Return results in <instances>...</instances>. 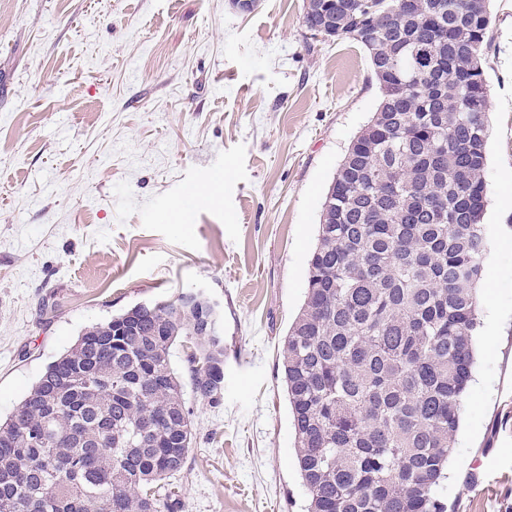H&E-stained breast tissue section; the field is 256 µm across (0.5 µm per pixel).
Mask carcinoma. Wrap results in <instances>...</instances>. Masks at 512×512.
Masks as SVG:
<instances>
[{"mask_svg":"<svg viewBox=\"0 0 512 512\" xmlns=\"http://www.w3.org/2000/svg\"><path fill=\"white\" fill-rule=\"evenodd\" d=\"M492 0H312L368 54L381 101L329 186L282 382L308 512H446L488 238ZM203 295L87 328L0 421V512H178L185 391L224 397ZM188 340L184 368L172 349Z\"/></svg>","mask_w":512,"mask_h":512,"instance_id":"1","label":"carcinoma"}]
</instances>
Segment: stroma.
Masks as SVG:
<instances>
[{"instance_id":"stroma-1","label":"stroma","mask_w":512,"mask_h":512,"mask_svg":"<svg viewBox=\"0 0 512 512\" xmlns=\"http://www.w3.org/2000/svg\"><path fill=\"white\" fill-rule=\"evenodd\" d=\"M304 3L0 0V419L88 326L203 290L224 314V399L188 401L182 512L308 506L280 349L380 93ZM490 35L489 252L447 512H512V0Z\"/></svg>"}]
</instances>
